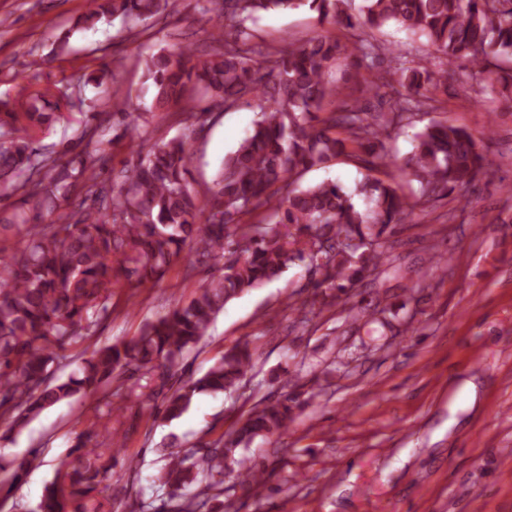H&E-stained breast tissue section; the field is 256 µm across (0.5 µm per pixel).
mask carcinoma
Returning <instances> with one entry per match:
<instances>
[{
	"instance_id": "obj_1",
	"label": "carcinoma",
	"mask_w": 512,
	"mask_h": 512,
	"mask_svg": "<svg viewBox=\"0 0 512 512\" xmlns=\"http://www.w3.org/2000/svg\"><path fill=\"white\" fill-rule=\"evenodd\" d=\"M203 0L200 9L215 17V53L195 57L189 45L162 50L144 59V89L158 109L179 107V122L202 125L209 112H224L252 101L259 118L237 147L224 156L215 189L201 201L188 180L194 153L184 139H171L137 151L121 181L102 178L105 149L101 125L84 123L62 151H45L38 137L64 119L61 106H76L73 93L46 90L26 94L18 112L0 102V197L21 194L12 217H0V233L26 228L24 238L0 249V422L21 430L44 409L95 394L117 384L132 392L131 380L149 379L162 397L163 419L179 418L202 393L239 390L253 368L244 344L224 353L199 377L183 379L185 356L204 340L208 328L230 300L303 264L314 292L302 303L328 310L349 295L369 272L390 262L386 232L416 206L476 185L491 165L485 141L448 122L432 120L414 134L413 149L400 164L387 148L392 132L412 124L415 113L435 109L439 79L425 66L400 64L398 83L414 92L396 96L388 112L324 110L336 83L354 82L366 94L388 85L383 77L359 78L357 61L374 56V34L395 26L423 37L452 67L467 63L472 74L487 72L499 59L497 82L512 91V0ZM178 0H89L78 17L79 30L118 18L132 29L148 20L163 23L178 12ZM308 9L318 22L350 33L346 41L319 35L273 52L253 43L247 23L260 12ZM113 122L133 130L143 113L127 98L115 99ZM344 156L369 172L351 191L324 180L300 187L315 167ZM419 184L416 201H407L397 173ZM221 264V274L200 288L191 303L144 323L128 341L92 352L79 371L65 380L52 378L51 366L92 332L107 310L114 290L138 288L163 277L181 254ZM383 322L390 311L381 301L351 305L347 318L367 310ZM295 392L256 405L242 425L204 448L168 453L158 480L179 496L171 512H199L203 496L224 495V461L239 468L248 493L265 485V471L246 455L258 438L288 429ZM77 449L100 464L80 466L64 458L55 479L45 486L41 512H87V498L112 478V458L84 448L99 436L101 416L84 418ZM31 464L7 471L0 464V492L11 491Z\"/></svg>"
}]
</instances>
